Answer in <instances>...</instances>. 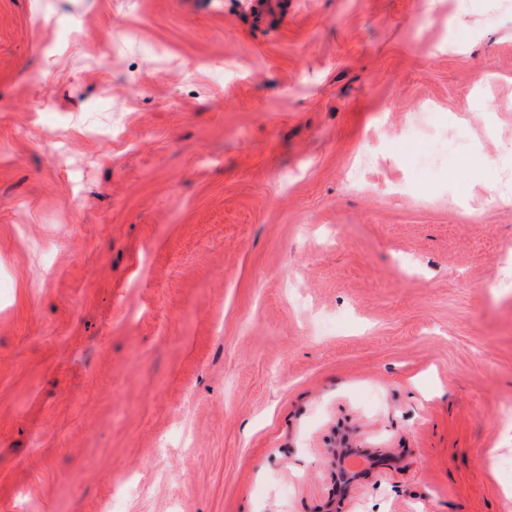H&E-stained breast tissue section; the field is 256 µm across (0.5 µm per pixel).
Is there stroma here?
<instances>
[{"label": "stroma", "mask_w": 512, "mask_h": 512, "mask_svg": "<svg viewBox=\"0 0 512 512\" xmlns=\"http://www.w3.org/2000/svg\"><path fill=\"white\" fill-rule=\"evenodd\" d=\"M511 177L512 0H0V512H512Z\"/></svg>", "instance_id": "1"}]
</instances>
